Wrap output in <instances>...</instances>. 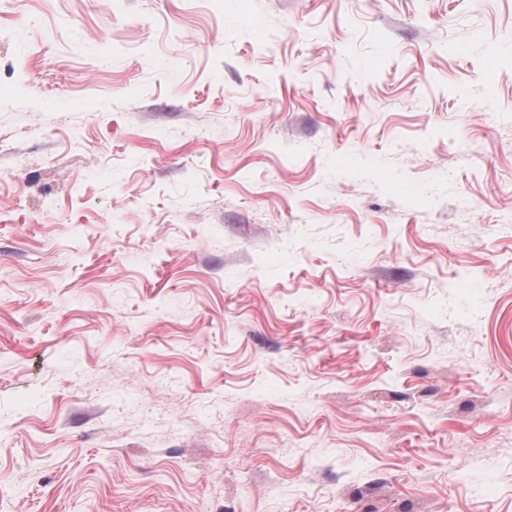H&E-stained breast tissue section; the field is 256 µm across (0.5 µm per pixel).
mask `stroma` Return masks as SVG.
<instances>
[{
	"mask_svg": "<svg viewBox=\"0 0 512 512\" xmlns=\"http://www.w3.org/2000/svg\"><path fill=\"white\" fill-rule=\"evenodd\" d=\"M2 90L0 512H512V0H0Z\"/></svg>",
	"mask_w": 512,
	"mask_h": 512,
	"instance_id": "stroma-1",
	"label": "stroma"
}]
</instances>
